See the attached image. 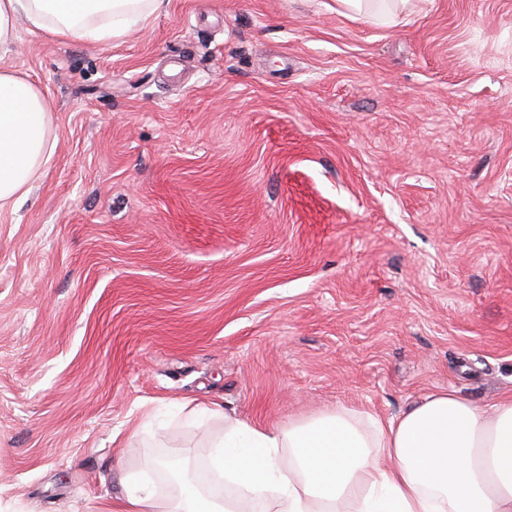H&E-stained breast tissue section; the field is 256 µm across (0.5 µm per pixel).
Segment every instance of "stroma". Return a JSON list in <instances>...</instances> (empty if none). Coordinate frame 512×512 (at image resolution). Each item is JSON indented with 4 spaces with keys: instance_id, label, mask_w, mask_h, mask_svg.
<instances>
[{
    "instance_id": "obj_1",
    "label": "stroma",
    "mask_w": 512,
    "mask_h": 512,
    "mask_svg": "<svg viewBox=\"0 0 512 512\" xmlns=\"http://www.w3.org/2000/svg\"><path fill=\"white\" fill-rule=\"evenodd\" d=\"M55 155L0 215V512L176 494L266 427L512 394V0H169L19 26ZM169 0H0V47L16 41L17 23L54 38L103 43L141 27ZM413 0H336L343 15L354 21L374 24H395L398 13Z\"/></svg>"
}]
</instances>
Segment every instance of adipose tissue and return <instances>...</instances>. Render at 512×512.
<instances>
[{"mask_svg":"<svg viewBox=\"0 0 512 512\" xmlns=\"http://www.w3.org/2000/svg\"><path fill=\"white\" fill-rule=\"evenodd\" d=\"M169 0H0V46L18 22L54 38L103 43L141 27ZM354 21L395 23L411 0H337ZM57 145L42 91L0 66V213L14 210ZM216 467L238 500L203 495L207 474L180 483L161 504L153 489L125 487L112 512H512V395L480 407L455 390L425 393L382 419L348 407L269 428L225 415Z\"/></svg>","mask_w":512,"mask_h":512,"instance_id":"1","label":"adipose tissue"}]
</instances>
